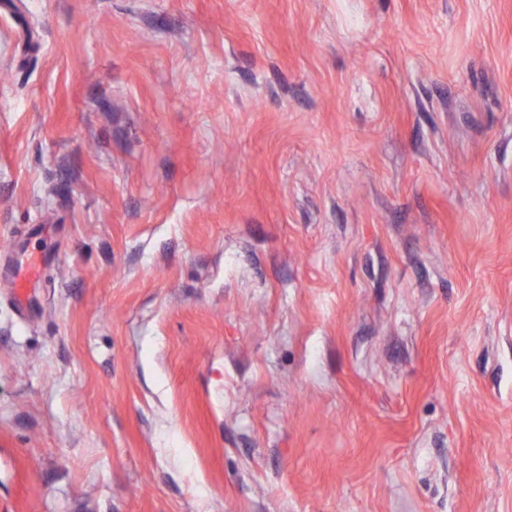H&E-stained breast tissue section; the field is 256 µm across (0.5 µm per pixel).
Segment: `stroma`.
<instances>
[{
  "mask_svg": "<svg viewBox=\"0 0 512 512\" xmlns=\"http://www.w3.org/2000/svg\"><path fill=\"white\" fill-rule=\"evenodd\" d=\"M0 512H512V0H0Z\"/></svg>",
  "mask_w": 512,
  "mask_h": 512,
  "instance_id": "stroma-1",
  "label": "stroma"
}]
</instances>
